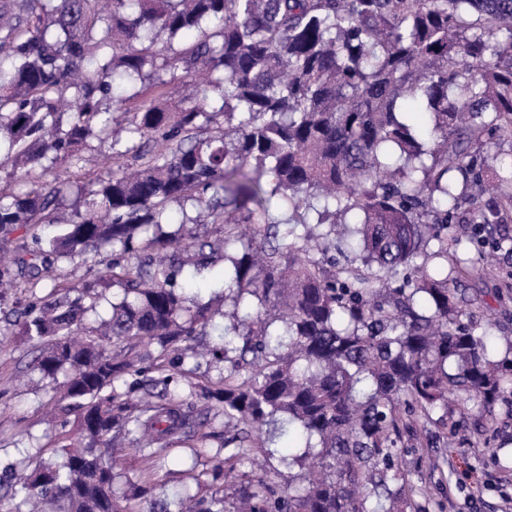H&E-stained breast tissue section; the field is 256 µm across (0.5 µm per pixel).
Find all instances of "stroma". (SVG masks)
I'll return each mask as SVG.
<instances>
[{
    "label": "stroma",
    "mask_w": 512,
    "mask_h": 512,
    "mask_svg": "<svg viewBox=\"0 0 512 512\" xmlns=\"http://www.w3.org/2000/svg\"><path fill=\"white\" fill-rule=\"evenodd\" d=\"M481 330L493 337L512 334V288L503 297L475 309ZM38 353L13 326L0 327V505L10 506L11 491L3 486L6 468L19 456L30 461L50 459L77 432L76 416L60 420L56 404L63 393L62 380L42 378L32 366ZM224 420L216 418L202 427L189 443L160 451L156 466V498L172 501L184 492L218 493L236 498L248 488L252 463L238 465L225 478H211L224 459ZM293 437L277 428L267 451L268 479L280 493L299 485L302 468L281 464ZM443 461L433 468L429 459L410 453L406 460L415 471L414 481L427 491L420 504L424 512H512V409L497 406L491 439L469 428L464 444L434 449Z\"/></svg>",
    "instance_id": "stroma-1"
}]
</instances>
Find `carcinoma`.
Wrapping results in <instances>:
<instances>
[{"instance_id":"1","label":"carcinoma","mask_w":512,"mask_h":512,"mask_svg":"<svg viewBox=\"0 0 512 512\" xmlns=\"http://www.w3.org/2000/svg\"><path fill=\"white\" fill-rule=\"evenodd\" d=\"M110 2L105 16L100 0H0V173L15 186L0 191L14 245L0 286L52 289L19 335L44 345L43 377H65L57 412L78 415L80 439L19 478L9 512H127L112 447L155 461L201 426L196 395L224 409L226 468L283 418L298 424L284 463L318 470L281 495L259 471L239 507L194 494L150 512H421L400 449L454 443L451 400L487 420L512 406V336L498 354L466 311L486 292L454 288L498 280L479 259L512 222V0ZM150 81L159 94L128 110ZM414 110L429 122L409 124ZM114 124L129 138L112 140L110 174L42 181ZM174 202L197 215L174 223ZM453 224L473 225L461 254ZM338 239L360 264H336ZM102 252L78 281L63 268ZM219 252L230 314L186 293ZM109 284L110 316L77 339ZM219 313L236 337L209 349L224 378L186 394L181 367Z\"/></svg>"}]
</instances>
